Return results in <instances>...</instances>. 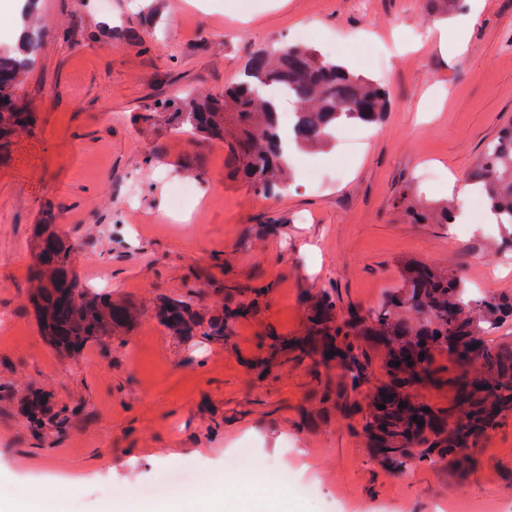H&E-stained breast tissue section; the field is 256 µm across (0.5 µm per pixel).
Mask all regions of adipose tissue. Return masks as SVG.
Listing matches in <instances>:
<instances>
[{
  "label": "adipose tissue",
  "mask_w": 512,
  "mask_h": 512,
  "mask_svg": "<svg viewBox=\"0 0 512 512\" xmlns=\"http://www.w3.org/2000/svg\"><path fill=\"white\" fill-rule=\"evenodd\" d=\"M197 505L202 512H288V491L258 473L250 486L236 479L220 489L200 488L168 501L163 512H192Z\"/></svg>",
  "instance_id": "ef3b65f1"
}]
</instances>
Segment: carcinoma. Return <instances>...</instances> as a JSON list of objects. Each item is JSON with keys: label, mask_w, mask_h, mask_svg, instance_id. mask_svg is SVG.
Here are the masks:
<instances>
[{"label": "carcinoma", "mask_w": 512, "mask_h": 512, "mask_svg": "<svg viewBox=\"0 0 512 512\" xmlns=\"http://www.w3.org/2000/svg\"><path fill=\"white\" fill-rule=\"evenodd\" d=\"M40 41V31L26 25L16 49L0 50V154L13 133L32 122L17 101V90ZM286 101L296 112V123L285 137L277 113ZM387 101L386 90L375 80L350 72L311 47L283 45L254 54L222 98L176 97L157 108L176 130L226 143L225 166L265 195L288 183L292 146L326 147L346 124H375L387 112ZM467 181L481 192L498 223L512 225V127L485 146ZM428 220L454 223L455 205L444 203ZM37 249L32 302L43 335L56 348L80 349L129 321L128 311L113 306L109 297L79 286L73 245L53 225L39 226ZM466 288L457 270L445 273L421 266L373 316L338 314L328 293L310 302L309 336L295 351L298 359L316 367L336 366L338 397L345 399L348 391L370 383L375 353L385 354L389 390L368 403L367 428L373 454L392 468L416 458L439 460L467 442L474 445L496 418L512 410V343L484 346L478 356L482 370L475 375L479 384L467 392L469 363L463 359L477 339L512 318V295L487 294L472 306L464 298ZM245 293L239 288L225 294L224 314L208 323L203 339L224 342L229 323L253 311L256 301L242 300ZM409 315L414 321L407 320ZM160 319L177 336H190L198 326L182 299L166 301ZM331 351L334 355L327 356ZM444 352L452 360L449 368L435 364V356ZM423 381L452 386L455 403L423 411L424 405L407 395L409 387ZM460 409L466 411L463 421L456 419Z\"/></svg>", "instance_id": "1"}]
</instances>
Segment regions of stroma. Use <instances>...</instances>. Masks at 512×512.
Returning a JSON list of instances; mask_svg holds the SVG:
<instances>
[{
    "label": "stroma",
    "mask_w": 512,
    "mask_h": 512,
    "mask_svg": "<svg viewBox=\"0 0 512 512\" xmlns=\"http://www.w3.org/2000/svg\"><path fill=\"white\" fill-rule=\"evenodd\" d=\"M0 47L25 22L42 34L18 94L33 128L0 163V497L27 486L60 512H107L118 496L168 499L246 471L288 474L292 512H512V413L476 446L400 469L371 456L365 409L387 380L332 396L335 368L285 354L267 372L269 331L307 334L305 295L328 291L338 312L378 310L424 263L461 268L468 294H512V247L498 224H417L409 200L441 201L512 122V0H484L464 54L440 47L422 0H12ZM309 44L384 84L389 110L354 153L343 141L307 150L288 188L254 193L230 174L222 142L150 114L159 100L222 95L258 49ZM193 180L181 212L173 187ZM54 225L78 245L82 285L110 282L135 323L77 352L42 335L31 305L34 234ZM260 290L256 312L224 343L173 335L168 299L201 323L224 288ZM46 399L41 426L32 397Z\"/></svg>",
    "instance_id": "stroma-1"
}]
</instances>
